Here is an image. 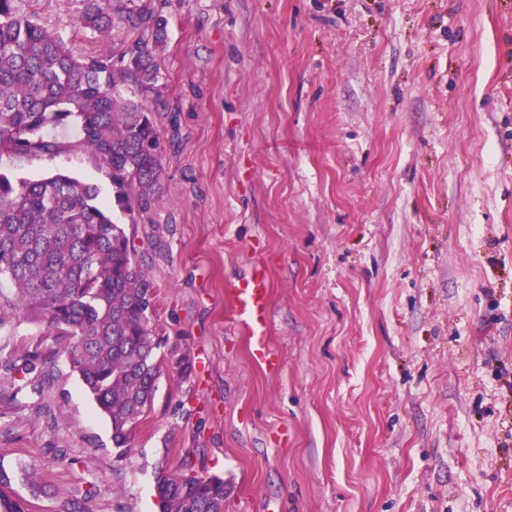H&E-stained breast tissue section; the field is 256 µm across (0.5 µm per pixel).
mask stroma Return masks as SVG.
Here are the masks:
<instances>
[{
    "label": "stroma",
    "mask_w": 512,
    "mask_h": 512,
    "mask_svg": "<svg viewBox=\"0 0 512 512\" xmlns=\"http://www.w3.org/2000/svg\"><path fill=\"white\" fill-rule=\"evenodd\" d=\"M16 7L77 56L142 42L159 79L120 93L162 147L131 210L76 126L0 157L97 186L161 341L124 454L66 357L38 392L0 378V466L30 512H157L161 464L223 478L224 512H512V0H112L103 36L83 0ZM255 260L273 372L233 329ZM126 21L132 29L142 28L146 23H151L153 34L157 41L164 36L167 27V21L161 16L148 14L144 9H129L126 14Z\"/></svg>",
    "instance_id": "stroma-1"
}]
</instances>
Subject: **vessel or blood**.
I'll return each instance as SVG.
<instances>
[{
	"mask_svg": "<svg viewBox=\"0 0 512 512\" xmlns=\"http://www.w3.org/2000/svg\"><path fill=\"white\" fill-rule=\"evenodd\" d=\"M236 327L249 335L253 359L268 370H276L277 360L266 338L270 317L271 283L264 265L254 262L231 284Z\"/></svg>",
	"mask_w": 512,
	"mask_h": 512,
	"instance_id": "vessel-or-blood-1",
	"label": "vessel or blood"
}]
</instances>
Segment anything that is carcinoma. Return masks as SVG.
<instances>
[{
    "mask_svg": "<svg viewBox=\"0 0 512 512\" xmlns=\"http://www.w3.org/2000/svg\"><path fill=\"white\" fill-rule=\"evenodd\" d=\"M0 0V155L50 152V128L75 123L81 145L112 172L116 202L143 204L160 186L161 144L144 104L118 97L131 82L149 89L158 81L152 56L137 46L116 67L105 51L77 58L63 40ZM111 0H83L81 24L112 29ZM133 29L151 24L161 40L167 21L130 9ZM0 330L24 318L43 337L0 360V374L34 373L66 355L110 418L112 443L126 453L132 434L152 407L161 341L149 327L154 287L137 261L125 229L99 202L97 187L64 173L39 180L0 172ZM162 512H224V479L156 472ZM15 474L0 467V502L29 512L10 498Z\"/></svg>",
    "mask_w": 512,
    "mask_h": 512,
    "instance_id": "1",
    "label": "carcinoma"
}]
</instances>
